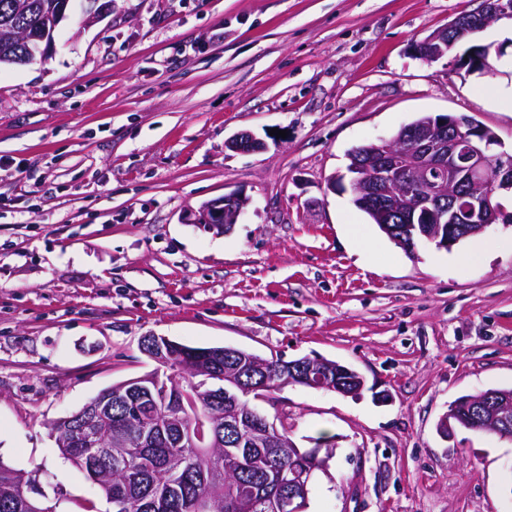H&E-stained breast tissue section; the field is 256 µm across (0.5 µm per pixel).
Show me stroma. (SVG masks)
I'll return each instance as SVG.
<instances>
[{"label":"stroma","instance_id":"35a3bbf8","mask_svg":"<svg viewBox=\"0 0 512 512\" xmlns=\"http://www.w3.org/2000/svg\"><path fill=\"white\" fill-rule=\"evenodd\" d=\"M479 0H71L45 60L0 67V461L53 512H110L49 424L153 371L142 337L319 356L360 398L288 386L253 406L335 448L306 512H512V439L437 423L512 387V223L406 253L331 178L423 113L512 153V37L491 72L414 57ZM283 137L271 136V129ZM248 132L265 147L225 149ZM236 192L230 233L186 222ZM367 233L361 245L349 225Z\"/></svg>","mask_w":512,"mask_h":512}]
</instances>
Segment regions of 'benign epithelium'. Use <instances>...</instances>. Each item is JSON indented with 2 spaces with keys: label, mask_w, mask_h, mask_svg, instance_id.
I'll list each match as a JSON object with an SVG mask.
<instances>
[{
  "label": "benign epithelium",
  "mask_w": 512,
  "mask_h": 512,
  "mask_svg": "<svg viewBox=\"0 0 512 512\" xmlns=\"http://www.w3.org/2000/svg\"><path fill=\"white\" fill-rule=\"evenodd\" d=\"M66 14L57 8L56 19L42 27L37 34L29 30L21 36L36 39V54L43 55L53 43V35ZM512 20V0H481L480 7L468 17H457L448 27L413 43L414 55L428 63L447 57L459 44L470 40V35L482 32L488 26L503 20ZM489 50L471 45L455 62L471 72H484L488 67ZM496 141L482 127L470 125L460 132V122L453 117H440L406 129V135L393 141L382 138L379 147L367 157H359L350 168L349 186L331 182V189L341 191L350 187L361 203L377 210L392 234L412 236L419 229L439 248H448L459 239L482 234L499 220L510 221L512 216L491 203V197L501 191H512V161L504 162L506 154L491 153ZM234 151H251L263 147V142L248 133H240L227 141ZM247 205V199L232 193L203 203L194 213L193 223L217 235L232 228ZM401 218L403 224L392 225ZM173 341L165 337L145 336L141 351L150 360L162 365L167 361ZM352 370L321 357H302L277 366L251 356L246 365H240L228 376L230 388L224 391V426L240 430L244 424L257 436V447L275 448L280 435L276 426L254 409L240 417L236 408L238 391H258L274 377L287 385L305 380L318 389L335 391L347 397L361 395L365 379L355 374L352 384L343 386L340 375ZM470 405H482L488 410V419L500 435L512 438V391L488 389L466 399ZM461 402L449 405L440 418L437 429L446 437L453 431ZM111 397H98L84 409L88 419H98L111 413ZM290 467L278 469L273 484L266 482L251 486L252 498H265L277 512H305L309 484L315 471L326 468L333 456L332 448L318 445L296 451Z\"/></svg>",
  "instance_id": "1"
}]
</instances>
